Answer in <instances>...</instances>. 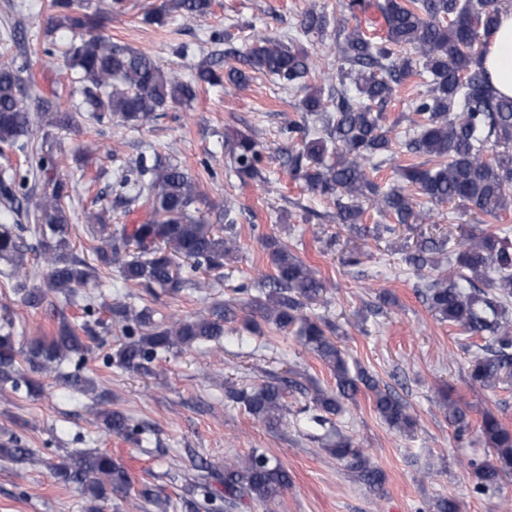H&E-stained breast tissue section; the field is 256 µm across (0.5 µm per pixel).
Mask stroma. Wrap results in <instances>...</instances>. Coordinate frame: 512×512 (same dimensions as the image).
Returning <instances> with one entry per match:
<instances>
[{
    "label": "stroma",
    "instance_id": "35a3bbf8",
    "mask_svg": "<svg viewBox=\"0 0 512 512\" xmlns=\"http://www.w3.org/2000/svg\"><path fill=\"white\" fill-rule=\"evenodd\" d=\"M160 2L127 0L123 15L106 20L105 33L113 41L149 52L164 70L185 79L208 59L237 65V52L245 50L256 34L303 40L312 53L335 63V51L299 32L298 20L311 7L352 27L370 33L380 30L377 9L353 16L342 11L339 0H215L212 12L205 16L185 19L174 13L161 25L146 22V9ZM47 5L48 0H0V64L23 70L31 113L28 137L34 146L58 155L73 154L85 143L95 146L87 168L71 162L64 169L74 186L69 204L74 219L73 256L89 263L94 260L93 243L83 222L85 210L92 206L109 209L113 224L139 222V207L128 205L113 190L112 173L134 163L146 150L180 163L199 177L203 198L198 207L210 223H223L225 202L236 207L240 259L226 264L221 287L207 297L190 289L153 297L143 289L127 287L118 271L103 269L97 283L87 288L102 306L101 318H108V305L118 301L150 306L160 316L189 317L207 311L212 300H228L235 286L249 282L258 270H269L260 238L278 237L326 281L322 302L309 306L308 314L338 325L335 340L348 361L359 362L407 402L418 426L410 436L390 428L364 394L334 417V428L369 449L373 463L383 471L385 482L373 493L328 454L324 441L297 426V412L309 403L314 387L330 389L335 380L328 367L293 335L267 325L262 335L241 344L229 322L225 325L228 335L218 344L175 349L159 355L148 368L122 370L104 360L122 342L120 331L106 332L96 326L85 340V371L95 380L106 408L142 423L149 431L147 441L135 444L106 433L92 397H71L51 378L43 379L44 392L38 397L0 391V442L20 431L34 453L33 460L24 463L0 457V512H86L87 499L76 489L58 484L51 466L71 452L100 450L122 462L131 481L130 496L108 495L98 503L100 512H135L131 495L146 484L160 497L169 498L170 512H197L189 504L188 487L200 461L220 469L225 459L247 455L255 448L279 459L291 483L274 502L246 501L232 512H432L442 496L456 498L461 512H504V499H512V477L503 480L499 491L474 492L471 476L459 461H483L489 459L490 451L478 433L456 439L436 403L435 390L450 386L453 396L462 398L471 422H479L490 410L512 428V388L492 392L468 383V354L482 345V338L464 336L432 316L417 292L421 273L374 238L372 230L383 218L373 208H366L362 218L366 229L360 241L366 253L363 264H341L346 240L337 237V225L327 218L333 203L312 196L288 173L287 128L302 119L293 107L296 93L256 73L243 87L202 91L191 104L170 108L157 124L143 130L116 119L73 130L45 126L38 114L40 97L55 89L62 105H69V85L76 77L62 67L60 59L44 54L45 48L64 42L62 32L48 28ZM214 31L223 33V40L210 41ZM181 43L191 45V55L176 54ZM236 131L262 143L265 173L275 181L277 192H267L256 182L241 184L230 175L224 140ZM208 167L213 176L205 175ZM37 265L32 253L26 268L19 271L0 261V318H13L23 345L56 329L57 298L34 309L14 289L19 281L38 284ZM386 291L394 293L399 303L381 313L378 295ZM291 367L300 372L302 386L287 392V421L279 431L270 430L224 397L225 381L250 387L266 381L270 373Z\"/></svg>",
    "mask_w": 512,
    "mask_h": 512
}]
</instances>
